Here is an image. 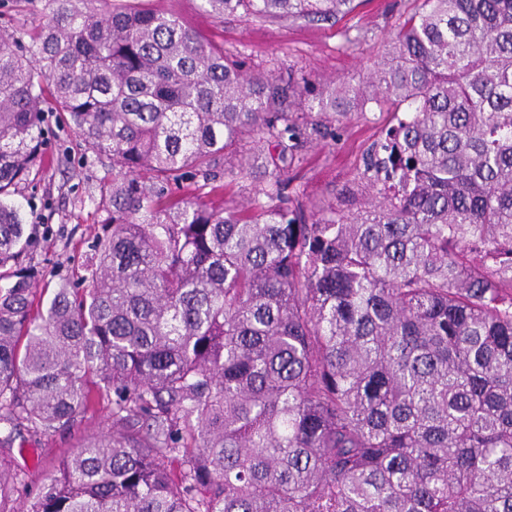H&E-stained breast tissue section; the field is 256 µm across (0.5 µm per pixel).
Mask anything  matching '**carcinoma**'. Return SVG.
<instances>
[{
  "label": "carcinoma",
  "mask_w": 512,
  "mask_h": 512,
  "mask_svg": "<svg viewBox=\"0 0 512 512\" xmlns=\"http://www.w3.org/2000/svg\"><path fill=\"white\" fill-rule=\"evenodd\" d=\"M48 5L0 30V446L71 425L92 381L112 431L26 512H512V0H421L368 84L321 87L142 0ZM363 101L393 125L310 201L303 151ZM50 108L112 180L87 285L45 301L10 198ZM223 178L254 188L214 206ZM20 483L0 463V512Z\"/></svg>",
  "instance_id": "obj_1"
}]
</instances>
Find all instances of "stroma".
I'll use <instances>...</instances> for the list:
<instances>
[{"mask_svg": "<svg viewBox=\"0 0 512 512\" xmlns=\"http://www.w3.org/2000/svg\"><path fill=\"white\" fill-rule=\"evenodd\" d=\"M150 5L176 12L200 35L245 61L273 57L302 68L316 82L340 78L354 83L368 80L385 37L396 33L417 7L415 0H354V10L336 23L316 24L303 19L263 22L237 14L219 21L202 9L201 0H150ZM46 18V0H0V29L31 27ZM47 118L40 173L34 183L20 186L14 201L28 217L32 237L28 255L38 282L53 286L75 279L94 238L102 232L107 213L100 187L108 173L100 160L85 152L76 131L59 121L57 113H48ZM384 122V115L370 103L363 117L342 129L339 140L307 146L297 181L309 198L329 196L353 179L364 150ZM111 410L109 399L102 395L74 425L38 433L23 430L18 447H0V459L14 461L23 471L18 502L37 492L47 467L109 427Z\"/></svg>", "mask_w": 512, "mask_h": 512, "instance_id": "35a3bbf8", "label": "stroma"}]
</instances>
